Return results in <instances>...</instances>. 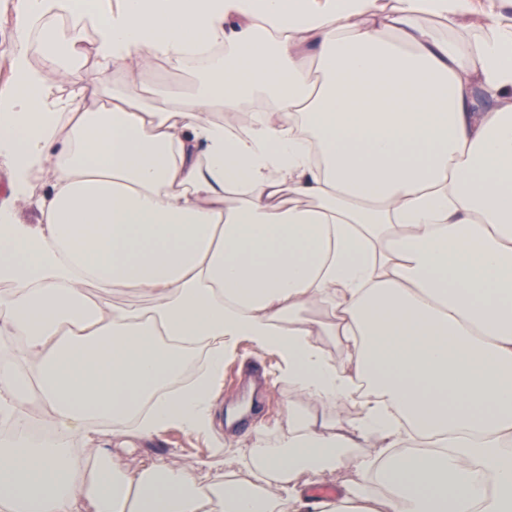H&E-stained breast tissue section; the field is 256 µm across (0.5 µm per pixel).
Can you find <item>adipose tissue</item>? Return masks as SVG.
<instances>
[{"label": "adipose tissue", "mask_w": 512, "mask_h": 512, "mask_svg": "<svg viewBox=\"0 0 512 512\" xmlns=\"http://www.w3.org/2000/svg\"><path fill=\"white\" fill-rule=\"evenodd\" d=\"M71 7L18 0L0 90V337L21 341L0 415L43 407L59 430L0 443V512H512V24L486 13L463 47L427 21L474 0H89L51 25ZM203 42L226 53L187 102L103 107L85 77L89 53L105 76ZM257 94L275 106L248 133L210 119ZM124 291L150 302L114 306ZM243 340L294 391L278 444L253 429L261 481L116 462L173 424L210 432ZM199 344L205 374L170 391ZM348 400L357 420L326 431L318 409ZM340 469L332 496L310 495Z\"/></svg>", "instance_id": "1"}]
</instances>
